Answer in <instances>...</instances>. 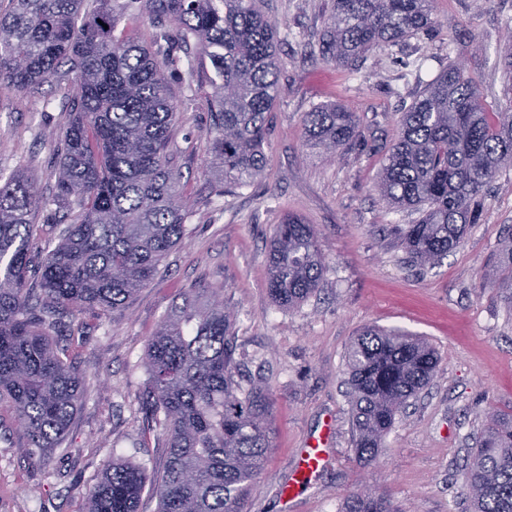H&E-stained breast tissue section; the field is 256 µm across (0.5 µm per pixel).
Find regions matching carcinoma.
<instances>
[{
  "label": "carcinoma",
  "mask_w": 512,
  "mask_h": 512,
  "mask_svg": "<svg viewBox=\"0 0 512 512\" xmlns=\"http://www.w3.org/2000/svg\"><path fill=\"white\" fill-rule=\"evenodd\" d=\"M436 0H333L319 44L321 60L351 70L376 49L428 30ZM146 12L148 43L118 30L127 11ZM216 80L210 96V158L217 195L253 183L265 169L268 116L278 94L276 29L255 0H11L0 12V86L25 89L54 78L78 87L58 135L52 197L31 179L0 185V403L28 436L26 454L60 447L84 399L86 376L53 340L62 311L121 310L158 272L186 233L169 132L177 106L171 83L193 77L190 40ZM306 144L334 155L360 135L343 105L304 114ZM512 166V112L493 111L479 83L450 63L398 120L377 183L392 206L419 213L403 236L412 261L437 264L479 222L485 189ZM76 208L38 267L32 297L36 212L47 202ZM324 271L317 234L286 216L270 242L267 289L280 307L300 306ZM482 278L512 307V234ZM217 287L193 288L148 345L141 410L166 432L168 456L153 480L158 512H242L267 459L272 430L265 386L245 388L236 319ZM435 350L419 337L365 328L346 352L347 396L356 454L372 464L408 400L433 379ZM146 473L114 460L89 488L86 512H139ZM468 512H512V413L489 416L466 463ZM342 512H396L367 491L351 492Z\"/></svg>",
  "instance_id": "obj_1"
}]
</instances>
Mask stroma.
I'll use <instances>...</instances> for the list:
<instances>
[{
  "label": "stroma",
  "mask_w": 512,
  "mask_h": 512,
  "mask_svg": "<svg viewBox=\"0 0 512 512\" xmlns=\"http://www.w3.org/2000/svg\"><path fill=\"white\" fill-rule=\"evenodd\" d=\"M257 3L276 25L280 70L262 178L215 194L213 70L172 84L171 165L190 213L187 232L128 307L64 317L57 339L85 373L88 397L62 450L46 459L23 454V431L12 409L0 406V512H84V493L108 462L162 468L167 437L140 410L146 351L171 307L201 284L223 288L237 314L241 374L263 382L272 399V447L245 512H339L346 493L365 490L396 512H466L464 461L487 414L512 411V310L481 277L512 231V167L484 194L479 223L431 269L409 261L398 231L416 213L393 208L376 184L401 113L449 62L479 81L487 105L512 106V74L501 64L512 0H439L429 32L374 51L347 76L312 55L329 0ZM76 95L75 84L52 80L0 89V177L34 175L51 196L55 143ZM331 103L357 112L360 136L328 158L304 144L302 119ZM290 214L314 226L325 264L318 290L293 311L274 304L266 284L269 241ZM367 326L421 336L438 355L436 376L368 466L351 446L345 395V355ZM327 422V467L299 502L283 506L278 489Z\"/></svg>",
  "instance_id": "1"
}]
</instances>
